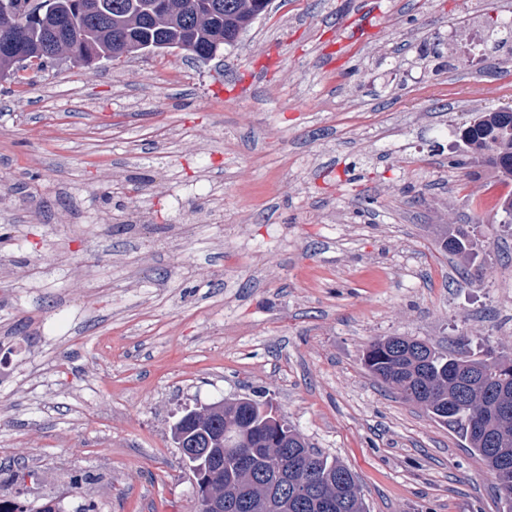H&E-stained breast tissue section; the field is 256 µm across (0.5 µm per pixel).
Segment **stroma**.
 <instances>
[{
    "instance_id": "1",
    "label": "stroma",
    "mask_w": 512,
    "mask_h": 512,
    "mask_svg": "<svg viewBox=\"0 0 512 512\" xmlns=\"http://www.w3.org/2000/svg\"><path fill=\"white\" fill-rule=\"evenodd\" d=\"M361 9L272 0L208 61L0 78V497L197 512L173 424L261 392L357 476L367 512H501L460 434L363 353L408 336L512 355V182L449 165L475 113L512 106V66L435 74L417 53L512 0ZM340 25L359 32L345 50ZM443 224L482 236L480 276L440 250Z\"/></svg>"
}]
</instances>
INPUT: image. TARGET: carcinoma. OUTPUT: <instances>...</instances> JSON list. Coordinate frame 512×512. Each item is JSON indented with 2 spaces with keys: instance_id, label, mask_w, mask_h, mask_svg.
Segmentation results:
<instances>
[{
  "instance_id": "1",
  "label": "carcinoma",
  "mask_w": 512,
  "mask_h": 512,
  "mask_svg": "<svg viewBox=\"0 0 512 512\" xmlns=\"http://www.w3.org/2000/svg\"><path fill=\"white\" fill-rule=\"evenodd\" d=\"M256 0H0V31L24 30L22 46L0 55V78L26 68L28 59L41 52L43 60L61 52L75 63L90 65L112 59L116 39L127 38V54H141L146 47L181 49L201 59L213 57L221 47L236 43L239 30L254 22ZM512 40V20L496 17L488 23ZM471 159L495 169L508 180L512 164V114L497 110L480 112L463 132ZM482 246L462 228L446 231L444 251L464 261ZM368 373L396 391L405 401L423 407L438 422L458 431L467 447L484 463L490 475L500 457L512 461V355L486 354L459 357L439 352L423 341L388 336L372 341L364 352ZM208 417L192 419L186 412L174 425L173 435L192 420L189 440L200 448L224 433V447L217 455L219 482L224 498L234 500L233 512H281L267 478L293 480L288 457L309 456L331 512H366L355 475L340 462L295 445L299 432L267 400L242 397L209 406ZM481 418L484 429L471 422Z\"/></svg>"
}]
</instances>
